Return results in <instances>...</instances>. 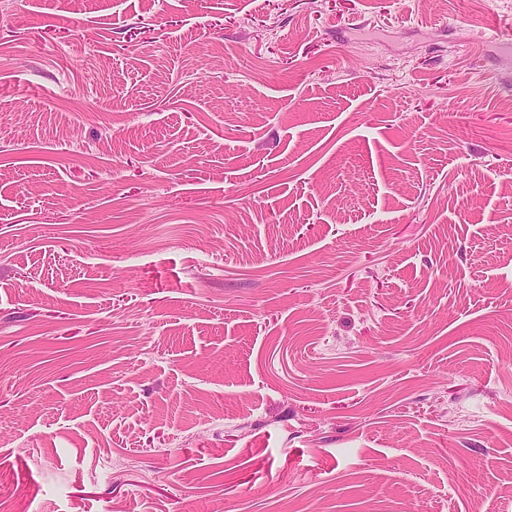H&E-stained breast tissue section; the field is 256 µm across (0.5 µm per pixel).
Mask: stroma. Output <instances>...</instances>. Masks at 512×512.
<instances>
[{
  "mask_svg": "<svg viewBox=\"0 0 512 512\" xmlns=\"http://www.w3.org/2000/svg\"><path fill=\"white\" fill-rule=\"evenodd\" d=\"M512 0H0V512H512Z\"/></svg>",
  "mask_w": 512,
  "mask_h": 512,
  "instance_id": "stroma-1",
  "label": "stroma"
}]
</instances>
